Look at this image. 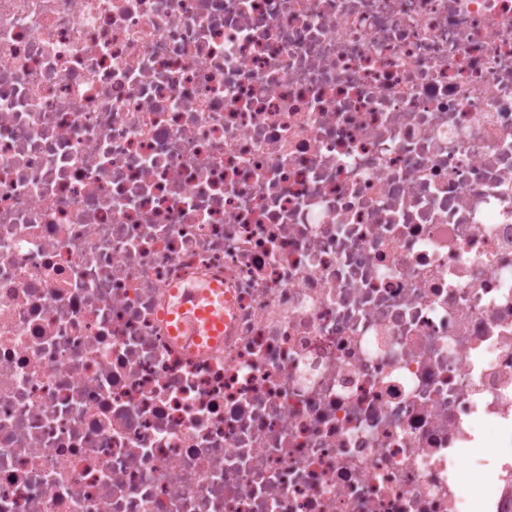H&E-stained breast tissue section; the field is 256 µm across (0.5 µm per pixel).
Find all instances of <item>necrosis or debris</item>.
Segmentation results:
<instances>
[{
	"instance_id": "necrosis-or-debris-1",
	"label": "necrosis or debris",
	"mask_w": 512,
	"mask_h": 512,
	"mask_svg": "<svg viewBox=\"0 0 512 512\" xmlns=\"http://www.w3.org/2000/svg\"><path fill=\"white\" fill-rule=\"evenodd\" d=\"M0 512H512V0H0ZM179 297L178 312L180 319L177 327L174 330L179 336L183 334L187 336H195L200 322L204 320L210 335L217 338L224 329V292L221 288H211L207 295L206 301L208 306L202 307L199 305L198 298L190 292L180 290L177 292ZM222 308V309H221Z\"/></svg>"
}]
</instances>
